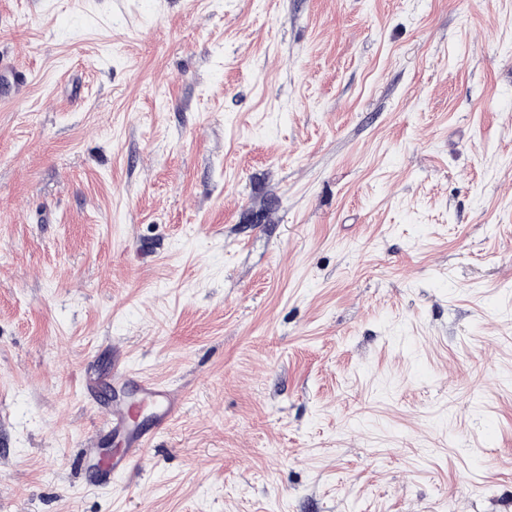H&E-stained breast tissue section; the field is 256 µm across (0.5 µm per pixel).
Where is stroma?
<instances>
[{"label":"stroma","instance_id":"35a3bbf8","mask_svg":"<svg viewBox=\"0 0 512 512\" xmlns=\"http://www.w3.org/2000/svg\"><path fill=\"white\" fill-rule=\"evenodd\" d=\"M0 512H512V0H0ZM177 389L143 461L101 375Z\"/></svg>","mask_w":512,"mask_h":512}]
</instances>
